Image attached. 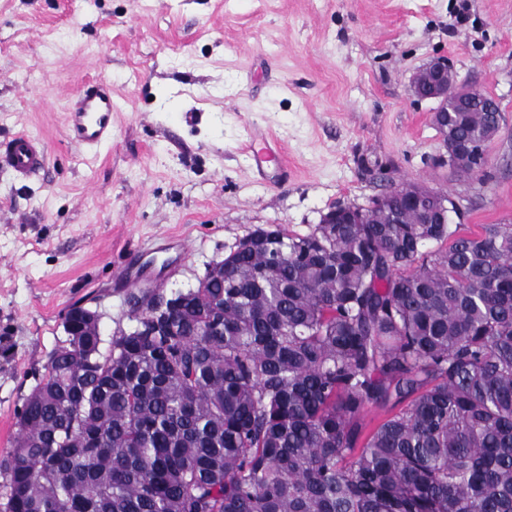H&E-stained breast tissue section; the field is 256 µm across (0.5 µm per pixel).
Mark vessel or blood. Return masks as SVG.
<instances>
[{
    "instance_id": "1",
    "label": "vessel or blood",
    "mask_w": 512,
    "mask_h": 512,
    "mask_svg": "<svg viewBox=\"0 0 512 512\" xmlns=\"http://www.w3.org/2000/svg\"><path fill=\"white\" fill-rule=\"evenodd\" d=\"M112 92L107 85L96 83L82 87L68 116L67 137L78 146L98 148L112 139ZM44 141L18 134L0 142V162L24 182L41 171L46 162Z\"/></svg>"
}]
</instances>
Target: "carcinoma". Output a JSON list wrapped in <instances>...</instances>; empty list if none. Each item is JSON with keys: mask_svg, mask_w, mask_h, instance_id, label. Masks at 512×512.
Returning <instances> with one entry per match:
<instances>
[{"mask_svg": "<svg viewBox=\"0 0 512 512\" xmlns=\"http://www.w3.org/2000/svg\"><path fill=\"white\" fill-rule=\"evenodd\" d=\"M496 122L448 113V158ZM444 200L257 228L110 342L80 327L18 410L6 512H512V224L463 235Z\"/></svg>", "mask_w": 512, "mask_h": 512, "instance_id": "carcinoma-1", "label": "carcinoma"}]
</instances>
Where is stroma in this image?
Here are the masks:
<instances>
[{
  "label": "stroma",
  "mask_w": 512,
  "mask_h": 512,
  "mask_svg": "<svg viewBox=\"0 0 512 512\" xmlns=\"http://www.w3.org/2000/svg\"><path fill=\"white\" fill-rule=\"evenodd\" d=\"M439 57L500 100L488 175L443 164L411 93ZM91 80L116 104L95 150L66 136ZM255 131L280 151L260 169ZM18 132L48 154L24 184L0 166V456L68 308L107 341L132 327L124 269L191 288L255 228L303 235L404 182L459 201L460 233L512 224V0H0V139Z\"/></svg>",
  "instance_id": "stroma-1"
}]
</instances>
